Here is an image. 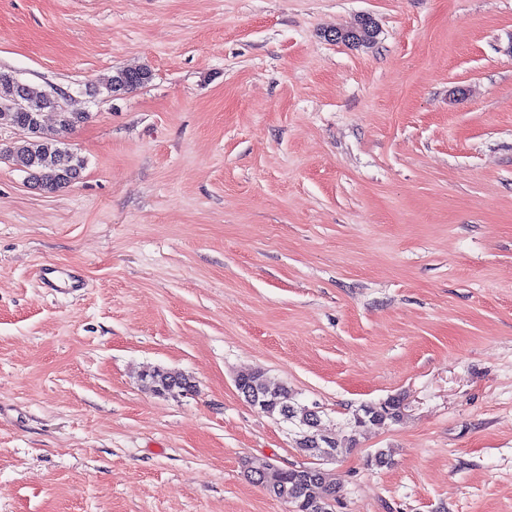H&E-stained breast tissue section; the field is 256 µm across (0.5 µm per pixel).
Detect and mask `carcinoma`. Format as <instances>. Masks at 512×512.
<instances>
[{
  "label": "carcinoma",
  "instance_id": "obj_1",
  "mask_svg": "<svg viewBox=\"0 0 512 512\" xmlns=\"http://www.w3.org/2000/svg\"><path fill=\"white\" fill-rule=\"evenodd\" d=\"M152 71L146 66L119 69L112 72L101 87L115 96L148 84ZM54 112L60 133L68 134L87 120V115L70 112L60 103L47 97L41 87L32 84L17 85L9 72L0 70V123L5 122L23 132L21 140L5 150L13 163L31 172V175L46 189L58 190L78 180L84 170V158L62 145V142L49 138L44 132L43 113ZM145 389L158 394H170L193 388L191 378L181 372L152 368L141 375ZM402 401L392 397L378 405H365L353 416L354 431L377 426L387 419L400 417ZM264 413L281 417L295 424L296 443L299 448L317 460H322L319 435L322 420L319 413L308 411V407L297 402L287 385L274 389L273 400ZM254 483L275 498L286 497L299 508V512H312V504H320L317 512H336L340 503L339 488L332 480H317L307 473L306 467L286 468L275 471L264 482L259 477Z\"/></svg>",
  "mask_w": 512,
  "mask_h": 512
}]
</instances>
